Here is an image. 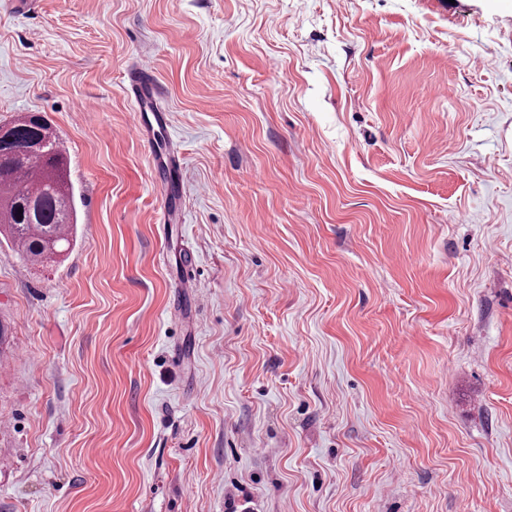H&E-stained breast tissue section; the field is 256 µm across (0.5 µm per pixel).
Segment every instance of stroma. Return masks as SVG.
Instances as JSON below:
<instances>
[{
  "label": "stroma",
  "mask_w": 512,
  "mask_h": 512,
  "mask_svg": "<svg viewBox=\"0 0 512 512\" xmlns=\"http://www.w3.org/2000/svg\"><path fill=\"white\" fill-rule=\"evenodd\" d=\"M22 112L78 231L44 267L0 237V512H512L511 10L0 0ZM127 89L134 96L136 103L133 110L137 112L133 129L141 139L148 142L153 155V175L162 183L169 197L161 218L163 226L166 227L168 224H173V220L179 213L181 186L179 165L170 155L169 150L165 153L161 151L155 140L158 130L167 127L166 114L159 106L153 82L141 72L128 74ZM148 113L151 114V118Z\"/></svg>",
  "instance_id": "35a3bbf8"
}]
</instances>
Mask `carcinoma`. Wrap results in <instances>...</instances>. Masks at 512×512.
<instances>
[{
	"instance_id": "carcinoma-1",
	"label": "carcinoma",
	"mask_w": 512,
	"mask_h": 512,
	"mask_svg": "<svg viewBox=\"0 0 512 512\" xmlns=\"http://www.w3.org/2000/svg\"><path fill=\"white\" fill-rule=\"evenodd\" d=\"M76 224V196L56 130L35 113L16 116L0 135V233L25 261L41 265L71 245Z\"/></svg>"
}]
</instances>
